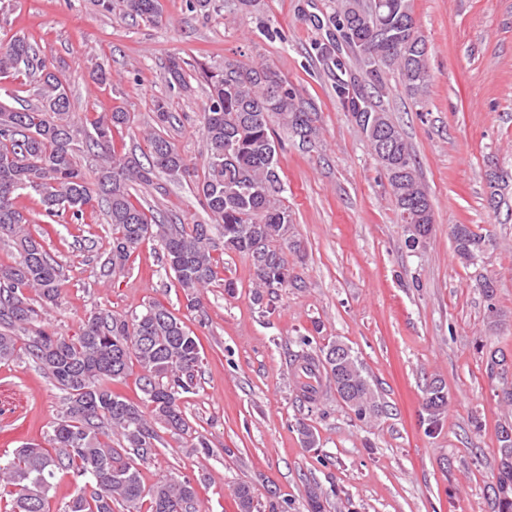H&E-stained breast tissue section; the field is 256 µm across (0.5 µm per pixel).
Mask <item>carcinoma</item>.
Listing matches in <instances>:
<instances>
[{
    "mask_svg": "<svg viewBox=\"0 0 512 512\" xmlns=\"http://www.w3.org/2000/svg\"><path fill=\"white\" fill-rule=\"evenodd\" d=\"M102 6L151 23L160 14L159 0H102ZM413 18L412 0H342L329 22L356 32L357 40L349 47L370 82H381L385 69L395 70L406 94L419 101L428 87V56L424 39L411 26ZM319 54L337 70L345 67L335 41L320 45ZM32 72L39 76L38 105L17 109L0 102V240L11 241L18 252V260L0 268V363L14 361L24 351L63 393L64 410L53 427L52 447L24 444L0 467V490H9L11 512H50L54 481L68 473L84 485L63 512H114L116 505L126 512H199L191 480L165 479L147 489L141 478V466L154 458L164 433L180 435L191 429L181 399L197 385L202 365L199 337L156 302L130 318L107 309L93 311L74 337L38 326L60 297V269L31 233L30 219L15 201L20 192H31L38 196L43 216L69 213L77 221L87 210L103 205L112 224L103 272L123 271L144 240L156 239L190 311L201 309L200 290L215 281L218 236L225 250L251 261L260 287L254 299L260 303L263 295L272 297L293 282L286 250L296 246L271 121L307 144L318 133L313 114L296 89L266 64L226 60L222 68L199 65L196 73L209 95L202 115V176L196 190L211 223L187 231L181 224L152 222L131 192L132 185L149 186L159 175L179 182L190 174L175 145L151 129L145 132L148 165L117 155L112 131L130 125V113L119 107L100 112L92 131H86L59 71L28 40L18 37L0 46L1 76ZM167 72L170 84L187 87L180 58L170 59ZM336 96L387 175L408 246H417L432 231L434 211L410 145L389 113L351 83L337 81ZM172 119L167 102L155 100L154 124L162 128ZM83 145L94 156L90 173L78 161ZM451 236L461 264L475 268L482 263L488 239L468 224L452 225ZM475 287L486 301L487 324L498 326L505 314L495 303L497 282L478 273ZM300 343L294 360L303 361L302 372L312 374L307 364L313 362L327 389L335 391L357 419L379 414V399L352 349L337 362L330 354L343 341L318 350L306 336ZM135 365L141 370L137 401L112 388ZM446 406L442 386L426 390L424 409L430 422H437ZM508 430L512 423L505 422L496 432L497 512H512V436H504ZM114 434L119 436L117 448L112 447ZM234 495L239 512H254L247 483H239Z\"/></svg>",
    "mask_w": 512,
    "mask_h": 512,
    "instance_id": "1",
    "label": "carcinoma"
}]
</instances>
